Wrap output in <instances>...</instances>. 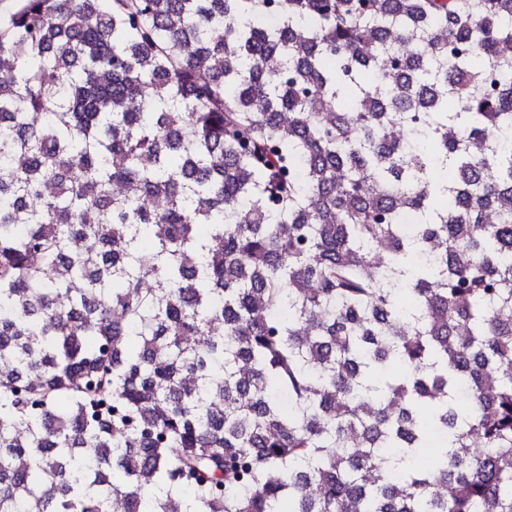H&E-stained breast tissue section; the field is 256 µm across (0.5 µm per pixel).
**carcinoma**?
<instances>
[{
    "mask_svg": "<svg viewBox=\"0 0 512 512\" xmlns=\"http://www.w3.org/2000/svg\"><path fill=\"white\" fill-rule=\"evenodd\" d=\"M1 363L0 512H512V0H8Z\"/></svg>",
    "mask_w": 512,
    "mask_h": 512,
    "instance_id": "cac0c4a2",
    "label": "carcinoma"
}]
</instances>
